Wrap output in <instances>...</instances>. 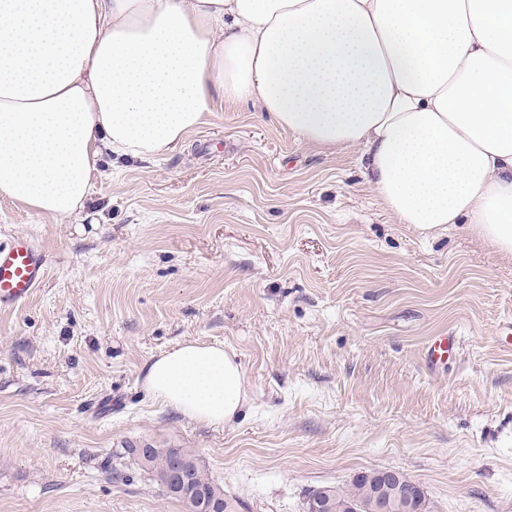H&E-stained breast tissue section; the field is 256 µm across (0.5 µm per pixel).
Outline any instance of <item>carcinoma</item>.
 <instances>
[{
    "label": "carcinoma",
    "mask_w": 512,
    "mask_h": 512,
    "mask_svg": "<svg viewBox=\"0 0 512 512\" xmlns=\"http://www.w3.org/2000/svg\"><path fill=\"white\" fill-rule=\"evenodd\" d=\"M175 456L181 458L187 471L186 485L180 490L168 486L165 481L169 464ZM141 469L152 474L168 497L185 505L202 495L222 504L223 512H239L241 508V503L224 495V490L209 479L197 455L186 448H151L148 464L141 466ZM375 474V470L363 472L362 476L353 480L348 490L332 489L333 499L328 512H344L345 506L354 501L370 502L372 493L379 487Z\"/></svg>",
    "instance_id": "1"
}]
</instances>
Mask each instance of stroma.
<instances>
[{"instance_id": "1", "label": "stroma", "mask_w": 512, "mask_h": 512, "mask_svg": "<svg viewBox=\"0 0 512 512\" xmlns=\"http://www.w3.org/2000/svg\"><path fill=\"white\" fill-rule=\"evenodd\" d=\"M19 236L50 266L0 310V512H188L124 455L141 443L193 451L245 512H304L385 469L428 512H512V256L396 223L357 152L221 103L176 149L103 157L79 215L0 197V243ZM443 334L457 348L433 369ZM188 342L241 366L224 427L144 386Z\"/></svg>"}]
</instances>
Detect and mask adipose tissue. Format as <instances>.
<instances>
[{
  "label": "adipose tissue",
  "instance_id": "adipose-tissue-1",
  "mask_svg": "<svg viewBox=\"0 0 512 512\" xmlns=\"http://www.w3.org/2000/svg\"><path fill=\"white\" fill-rule=\"evenodd\" d=\"M359 153L397 223L512 254V0H0V196L82 210L98 159L181 144L217 102ZM183 415L246 404L223 344L144 368Z\"/></svg>",
  "mask_w": 512,
  "mask_h": 512
}]
</instances>
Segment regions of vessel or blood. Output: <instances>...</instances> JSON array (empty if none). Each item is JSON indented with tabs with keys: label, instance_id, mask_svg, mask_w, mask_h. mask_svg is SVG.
I'll list each match as a JSON object with an SVG mask.
<instances>
[{
	"label": "vessel or blood",
	"instance_id": "vessel-or-blood-1",
	"mask_svg": "<svg viewBox=\"0 0 512 512\" xmlns=\"http://www.w3.org/2000/svg\"><path fill=\"white\" fill-rule=\"evenodd\" d=\"M48 270L44 250L31 238L0 244V309L25 302L44 281Z\"/></svg>",
	"mask_w": 512,
	"mask_h": 512
}]
</instances>
